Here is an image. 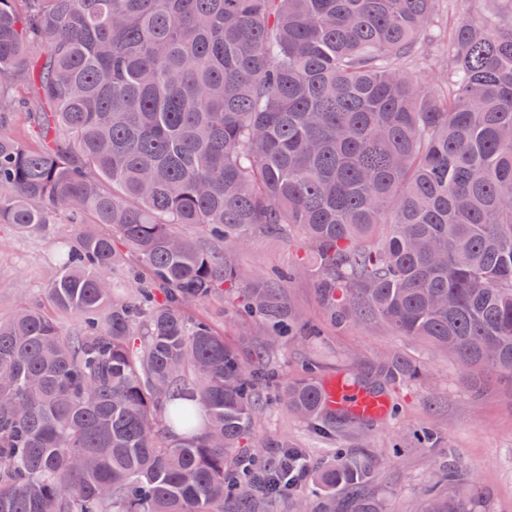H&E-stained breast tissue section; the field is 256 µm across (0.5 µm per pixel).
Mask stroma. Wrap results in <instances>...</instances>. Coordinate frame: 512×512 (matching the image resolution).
<instances>
[{
	"label": "stroma",
	"instance_id": "obj_1",
	"mask_svg": "<svg viewBox=\"0 0 512 512\" xmlns=\"http://www.w3.org/2000/svg\"><path fill=\"white\" fill-rule=\"evenodd\" d=\"M77 232L75 225L65 223L30 232L0 224V319L21 308H47L56 245L74 240ZM226 253L243 287L315 262L305 235L290 224L275 233L253 229L244 241L227 245ZM286 291L297 323L294 337L268 356L279 382L301 376L308 362L318 364L322 384L348 383L353 371L393 352L423 365L420 379L386 390L392 410L371 431L377 474L374 492L385 500L388 512H423L424 489L451 463L460 470V490L475 488L480 493L475 512H512V382L495 379L475 391L468 388L453 360L396 335L384 323L370 327L332 323L312 275L293 276ZM190 315L210 321L230 343L241 336L259 341L265 334L260 318L239 320L218 302L196 305ZM262 396L265 403L255 420L253 441L264 454L274 453L276 444L285 442L304 449L315 463L331 456L333 449L359 446L357 427L345 426L328 436L275 405L271 390H263ZM425 428L436 431L434 445L420 440Z\"/></svg>",
	"mask_w": 512,
	"mask_h": 512
}]
</instances>
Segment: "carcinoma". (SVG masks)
<instances>
[{
    "label": "carcinoma",
    "instance_id": "1",
    "mask_svg": "<svg viewBox=\"0 0 512 512\" xmlns=\"http://www.w3.org/2000/svg\"><path fill=\"white\" fill-rule=\"evenodd\" d=\"M437 2L0 0V224H105L149 273L114 298L112 235L80 232L48 294L81 332L38 308L0 321V512H387L367 452L313 465L247 444L294 272L236 305L266 324L247 362L186 315L233 291L235 266L175 224L220 242L299 225L332 319L380 318L473 383L512 377V13L448 0L446 69L426 87ZM18 84L36 149L4 117ZM421 375L393 353L353 384ZM275 402L356 421L310 379ZM425 512H472L453 470Z\"/></svg>",
    "mask_w": 512,
    "mask_h": 512
}]
</instances>
